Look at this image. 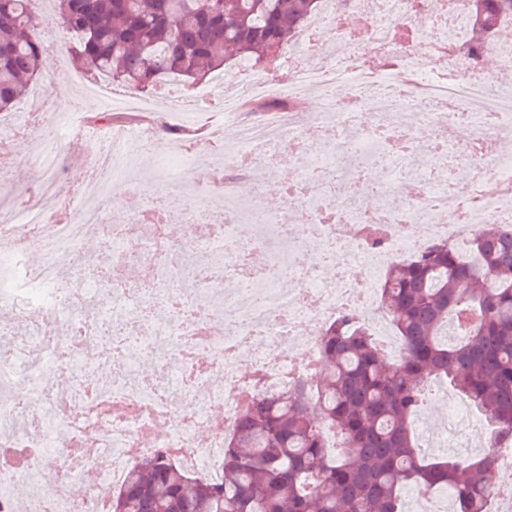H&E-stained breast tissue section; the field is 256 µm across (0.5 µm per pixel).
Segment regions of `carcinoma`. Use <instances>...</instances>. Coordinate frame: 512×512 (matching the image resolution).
<instances>
[{
    "label": "carcinoma",
    "instance_id": "obj_1",
    "mask_svg": "<svg viewBox=\"0 0 512 512\" xmlns=\"http://www.w3.org/2000/svg\"><path fill=\"white\" fill-rule=\"evenodd\" d=\"M30 0H0V112L46 54ZM81 68L142 93L224 69V51L263 73L308 26L321 0H52ZM478 53L512 29V0H468ZM381 309L405 346L388 357L347 309L320 333L316 383L248 400L224 445L218 481L162 452L134 462L111 512H403L410 485L445 488L454 512H487L496 490L485 457L428 459L410 426L426 382L446 379L512 436V235L491 224L463 244L429 242L379 283ZM454 332L457 341L439 339ZM341 437L334 455L324 433Z\"/></svg>",
    "mask_w": 512,
    "mask_h": 512
}]
</instances>
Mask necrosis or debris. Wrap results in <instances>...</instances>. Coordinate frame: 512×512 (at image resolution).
I'll list each match as a JSON object with an SVG mask.
<instances>
[{
	"label": "necrosis or debris",
	"mask_w": 512,
	"mask_h": 512,
	"mask_svg": "<svg viewBox=\"0 0 512 512\" xmlns=\"http://www.w3.org/2000/svg\"><path fill=\"white\" fill-rule=\"evenodd\" d=\"M342 12L360 16L361 32L346 28ZM418 18L424 28L400 43L399 30ZM467 23L465 0H424L419 11L414 0H325L283 56L287 84L255 73L225 80L218 109L239 149L224 166L251 172L243 210L213 173L206 193L186 194L182 211L155 203L111 225L103 204L113 181L155 139L125 124L109 137L89 133L93 166L79 193L95 205L48 222L58 198L54 143L68 126L49 111L45 89L19 119L0 117L10 144L37 140L24 161L39 174L0 199V270L11 278L0 287V309L10 314L0 322V512H108L110 490L131 463L160 450L188 473L219 478L225 439L247 399L271 384L314 379L320 332L343 310L356 311L386 353L402 355L376 301L379 271L430 241L457 243L486 224L512 225V158L488 157L512 136V43L491 45L502 70L486 75L465 51ZM364 36L373 54L358 51ZM436 59L442 70L431 69ZM242 87L262 104L313 93L319 109L257 120L243 113ZM414 123L426 137L409 136ZM461 124L473 138L456 149ZM284 146L305 174L284 196L300 227H280L270 244L256 231L278 221L264 203L262 176ZM375 165L376 206L334 193L338 175L357 178ZM452 170L468 172L466 191L455 189ZM186 223L197 226L190 242L181 239ZM373 228L376 246L366 239ZM91 241L107 256L99 271L83 261ZM122 263L142 267L137 289L119 276ZM326 267L332 278L322 277ZM32 304L50 319L27 324ZM148 351L171 388L140 372ZM215 407L223 419L212 417ZM105 456L108 480L96 466ZM64 469L83 478L85 499L58 490ZM29 479L35 486L22 506L10 488Z\"/></svg>",
	"instance_id": "1"
}]
</instances>
